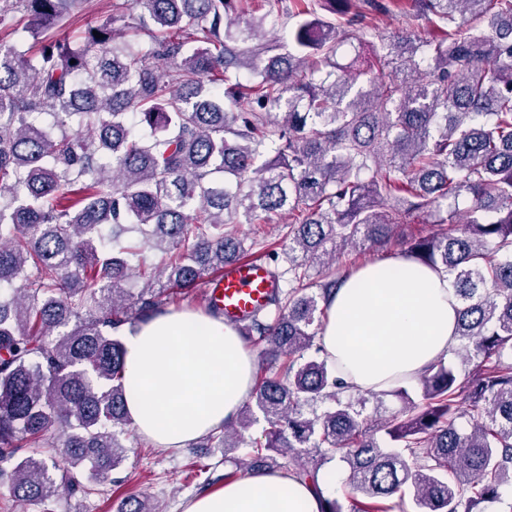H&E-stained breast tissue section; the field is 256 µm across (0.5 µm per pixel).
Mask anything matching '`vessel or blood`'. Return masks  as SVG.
I'll return each mask as SVG.
<instances>
[{"label":"vessel or blood","mask_w":512,"mask_h":512,"mask_svg":"<svg viewBox=\"0 0 512 512\" xmlns=\"http://www.w3.org/2000/svg\"><path fill=\"white\" fill-rule=\"evenodd\" d=\"M273 287L266 265L232 263L225 266L222 281L207 288L206 295L223 309L226 322L241 324L265 305Z\"/></svg>","instance_id":"b4317fda"}]
</instances>
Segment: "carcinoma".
<instances>
[{"label":"carcinoma","mask_w":512,"mask_h":512,"mask_svg":"<svg viewBox=\"0 0 512 512\" xmlns=\"http://www.w3.org/2000/svg\"><path fill=\"white\" fill-rule=\"evenodd\" d=\"M84 0H0V482L13 501L98 491L133 438L120 333L266 258L257 220L286 214L288 287L235 329L276 371L206 439L224 481L287 472L321 498L346 469L349 512H484L512 485V0H294L292 50L249 42L244 0H141L135 50L112 17L60 30ZM421 14L437 35L381 39L389 74L340 68L372 15ZM100 33L95 37L94 33ZM74 133L55 138L40 116ZM147 126L138 136L129 115ZM434 231L407 233L420 216ZM252 226L249 246L238 225ZM394 244L445 272L460 302L453 355L400 410L363 415L316 344L328 302L364 255ZM470 414V430L458 420ZM264 440H246L258 420ZM120 512H162L128 497Z\"/></svg>","instance_id":"obj_1"}]
</instances>
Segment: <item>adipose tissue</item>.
<instances>
[{
    "mask_svg": "<svg viewBox=\"0 0 512 512\" xmlns=\"http://www.w3.org/2000/svg\"><path fill=\"white\" fill-rule=\"evenodd\" d=\"M459 303L450 277L403 256L351 276L320 334L353 392L409 380L458 346ZM125 408L134 429L160 448H184L238 414L254 386L255 358L223 319L172 311L123 332ZM183 512H321L304 484L253 474L186 500Z\"/></svg>",
    "mask_w": 512,
    "mask_h": 512,
    "instance_id": "ef3b65f1",
    "label": "adipose tissue"
}]
</instances>
